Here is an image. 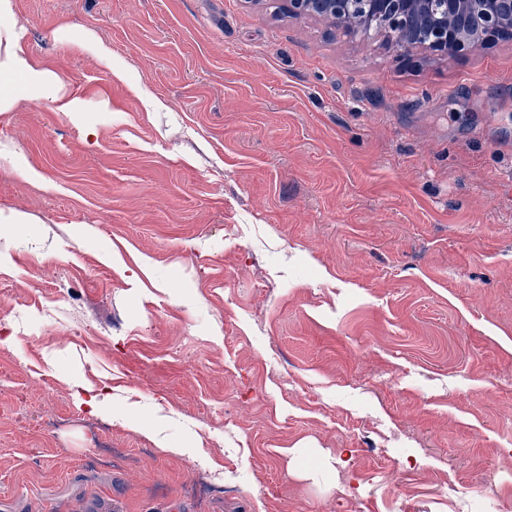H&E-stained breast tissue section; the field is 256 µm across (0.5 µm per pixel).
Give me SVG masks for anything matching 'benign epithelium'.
<instances>
[{"mask_svg":"<svg viewBox=\"0 0 512 512\" xmlns=\"http://www.w3.org/2000/svg\"><path fill=\"white\" fill-rule=\"evenodd\" d=\"M466 11L454 8L455 0H284V8L296 16H320L340 23L351 7L383 18L381 27L391 35L397 56L404 57L413 46L464 57L479 44L462 37L473 26L484 33L483 43L512 38V28L504 29L501 19L512 17V0H471Z\"/></svg>","mask_w":512,"mask_h":512,"instance_id":"1","label":"benign epithelium"}]
</instances>
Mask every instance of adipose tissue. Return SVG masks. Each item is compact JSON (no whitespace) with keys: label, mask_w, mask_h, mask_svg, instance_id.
<instances>
[{"label":"adipose tissue","mask_w":512,"mask_h":512,"mask_svg":"<svg viewBox=\"0 0 512 512\" xmlns=\"http://www.w3.org/2000/svg\"><path fill=\"white\" fill-rule=\"evenodd\" d=\"M51 98L59 110L78 115L83 101L70 95L56 71L44 67L21 44L16 33L13 0H0V112H10L22 101Z\"/></svg>","instance_id":"1"}]
</instances>
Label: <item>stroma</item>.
<instances>
[{
	"label": "stroma",
	"mask_w": 512,
	"mask_h": 512,
	"mask_svg": "<svg viewBox=\"0 0 512 512\" xmlns=\"http://www.w3.org/2000/svg\"><path fill=\"white\" fill-rule=\"evenodd\" d=\"M268 3L14 0L0 512H512V39ZM50 100L62 112L78 115L84 103L70 95L56 71L44 67L20 43L12 0L0 1V112H11L21 101Z\"/></svg>",
	"instance_id": "stroma-1"
}]
</instances>
